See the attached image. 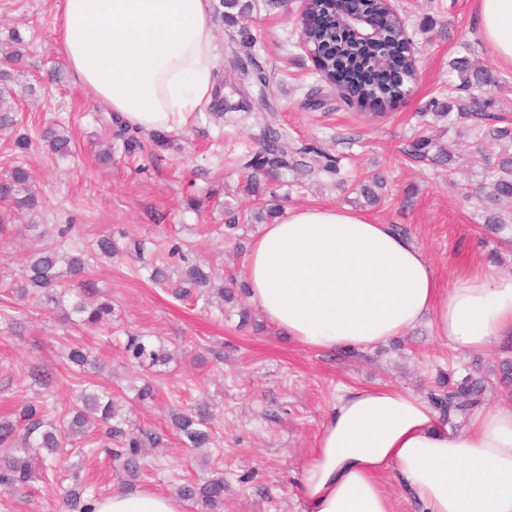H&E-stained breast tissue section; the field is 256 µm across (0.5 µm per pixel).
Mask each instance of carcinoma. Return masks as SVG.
Wrapping results in <instances>:
<instances>
[{
    "label": "carcinoma",
    "instance_id": "cac0c4a2",
    "mask_svg": "<svg viewBox=\"0 0 512 512\" xmlns=\"http://www.w3.org/2000/svg\"><path fill=\"white\" fill-rule=\"evenodd\" d=\"M225 11L221 14L229 25L250 13L252 5L247 0H222ZM382 23L388 31L391 54L397 56L405 42V31L399 21L386 9H381ZM332 18L315 3L308 12L306 21L307 36L315 41L324 40V33ZM375 46L358 43L352 39L340 40L329 46L323 69L326 75L338 82L340 98L349 106L361 111H370L392 103L397 98V88L379 70L369 66L374 56ZM236 68L243 78L259 88L258 105L267 107L265 91L270 85V75L253 62L237 60ZM454 70L459 73L460 83L448 87L447 111L436 112L438 118L451 117L457 111V118L476 120L483 128L478 149L488 156L482 189L486 199L498 204L512 200V154L502 147V142H512V127L499 126L492 122L494 116L487 113L493 101L477 95V91L493 83L489 71L473 65L466 58L454 62ZM15 75L7 68L0 69V127L13 125V116L8 106V98L13 94ZM468 93L464 98L462 93ZM42 137L49 148L57 155L70 154V137L62 127L48 126ZM285 133L270 123L262 130L259 147L245 155L241 167L247 173L248 190L260 194V179L278 181L283 172L302 167L308 172L330 181L342 182L340 159L313 143H303L293 151L283 146ZM431 141L419 136L413 139L406 155L414 159L428 157ZM29 174L22 168H15L8 178L0 180V201L13 203V211L31 210L36 198L29 193ZM119 253V247L109 236H101L88 249L61 251L57 247H47L29 255L24 262L21 281L11 285L17 296L25 298L32 294L38 300L90 332H100L108 328L112 319V303L108 300L90 301L87 290L94 283L85 276L97 257L112 258ZM168 257L181 262V278L171 285L178 297H187L192 288H209L214 280L213 273L206 265L187 257L182 247L173 244ZM75 284L68 286L64 277ZM128 358L140 366H161L168 363L170 353L156 345L148 336L130 333L124 346ZM67 360L78 367L79 372L86 368H98L100 360L85 344H75L68 348ZM479 393L478 383L469 378L460 384L432 396V401L444 414L451 416L464 414L475 403ZM56 408L47 399L36 397L26 402L18 415L0 416V447L16 448L18 452L0 458V488L20 492L36 481H44L49 476L47 459L62 457L74 442L83 439L95 444L91 436L100 432L108 440L118 441V449L111 451L115 466L125 473L127 481L139 478L141 473L142 450L155 448L161 443V436L136 428L126 429L127 420L120 417V406L112 392L94 382L81 383L80 393L74 404L56 416ZM212 414L204 408L172 414L171 421L182 437L187 448H208L213 443L209 427ZM34 449H44L47 457L32 454ZM73 485L65 494L66 512H94L99 500L96 493L88 490L79 473L71 471ZM177 495L184 500L198 503L206 512H224V477L217 476L202 483L187 481L177 489Z\"/></svg>",
    "mask_w": 512,
    "mask_h": 512
}]
</instances>
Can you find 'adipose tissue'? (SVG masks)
Segmentation results:
<instances>
[{"mask_svg": "<svg viewBox=\"0 0 512 512\" xmlns=\"http://www.w3.org/2000/svg\"><path fill=\"white\" fill-rule=\"evenodd\" d=\"M213 0H59L57 50L72 83L128 128L188 126L214 100ZM478 33L512 66V0H475ZM248 301L309 351L368 347L421 322L464 352L512 335V275L443 287L391 225L345 206L289 210L247 256ZM392 480L424 512H512V408L483 406L450 429L425 399L350 388L324 414L298 484L303 512H396ZM95 512H184L177 497L118 490Z\"/></svg>", "mask_w": 512, "mask_h": 512, "instance_id": "obj_1", "label": "adipose tissue"}]
</instances>
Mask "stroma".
Returning a JSON list of instances; mask_svg holds the SVG:
<instances>
[{"mask_svg": "<svg viewBox=\"0 0 512 512\" xmlns=\"http://www.w3.org/2000/svg\"><path fill=\"white\" fill-rule=\"evenodd\" d=\"M298 8L297 0H253L254 41L235 55L230 49L241 37L238 28L215 20L216 83L234 111L224 114L211 105L191 127L172 131L165 148L151 146L149 133H141L146 148L130 157L108 108L71 83L55 45L56 0H0V60L12 50L16 32L25 54L12 103L14 125L0 130V180L23 166L38 201L0 233V274L19 279L24 259L55 242L56 228L64 224L76 227L72 246L109 235L121 249L114 259L96 261L88 275L113 309L110 330L97 335L0 288V415L39 395L67 409L79 374L65 347L89 342L104 364L101 382L131 425L163 438L162 447L148 449L132 490L171 494L185 481L201 483L220 472L224 512H302L297 473L342 387L390 384L424 398L439 375L455 383L470 375L484 382L480 404L512 406V381L503 377L512 338L465 353L423 323L374 347L309 352L260 314L242 327L236 311L218 298H178L151 281L153 266L166 265L174 243L208 262L217 278L247 277L244 248L262 226L251 218L260 202L245 191L239 160L257 147L260 113L254 108L257 88L237 77L236 56L252 57L271 74L267 98L289 146L318 140L341 158V187L299 170L286 173L275 187L281 212L315 204L360 210L414 241L444 281L493 252L497 271L512 274V248L487 230L480 201L462 195L482 181L484 163L474 149L479 130L471 120L450 126L430 112L432 102L447 101L448 87L457 81L452 60L468 57L491 71L495 83L486 95L494 101L492 111L502 124H512V67L498 64L482 43L474 0H398L406 35L420 51L419 72L401 101L376 114L346 104L318 74L299 46ZM52 122L68 128L71 156L58 157L43 142L41 133ZM21 134L31 140L24 154L12 149ZM417 136L435 138L456 161L439 165L408 157ZM102 140L112 145L106 163L97 155ZM378 174L388 183L380 202L369 206L353 189ZM228 208L241 216L232 241L219 232ZM137 240L145 244L140 255L133 252ZM130 331L164 345L173 355L169 364L154 371L134 366L124 350ZM35 368L51 374L49 385L32 381ZM147 381L154 398L138 402L137 390ZM202 403L215 415L216 445L198 452L182 444L171 416ZM67 462L79 465L84 481L102 497L126 486L105 454L75 449ZM64 490V483L39 481L21 497L0 491V512H63Z\"/></svg>", "mask_w": 512, "mask_h": 512, "instance_id": "obj_1", "label": "stroma"}]
</instances>
